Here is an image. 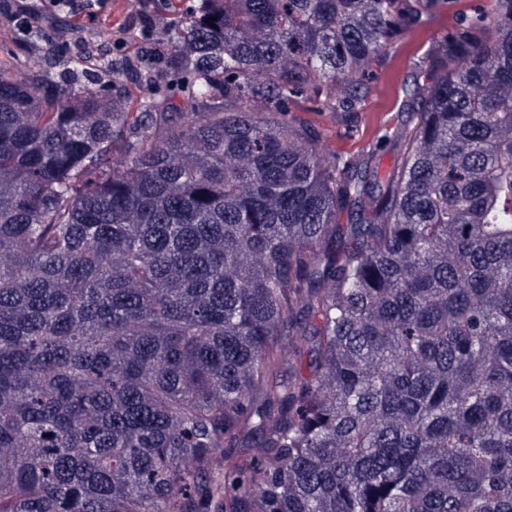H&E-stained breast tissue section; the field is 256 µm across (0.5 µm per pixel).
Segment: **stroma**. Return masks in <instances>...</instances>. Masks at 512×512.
Masks as SVG:
<instances>
[{
	"instance_id": "stroma-1",
	"label": "stroma",
	"mask_w": 512,
	"mask_h": 512,
	"mask_svg": "<svg viewBox=\"0 0 512 512\" xmlns=\"http://www.w3.org/2000/svg\"><path fill=\"white\" fill-rule=\"evenodd\" d=\"M21 6L39 13V35L23 28L16 15ZM481 6L482 0H437L417 24L396 35L388 49L369 64L352 112H319L312 101L298 100L290 104L292 116L321 134L327 153L343 159H369L379 174H386L394 165L386 140L409 125V105L424 82L420 61L437 40L454 32L458 14L477 13ZM64 41L85 60L112 66L116 74L113 93L123 111H144L152 98L181 103L176 80L169 78L152 87L141 77L142 60L169 74L174 66L168 60L166 43H147L131 0H102L100 11L92 17L81 10L57 8L53 0H0V62L18 57L26 67L55 72L59 69L56 48Z\"/></svg>"
}]
</instances>
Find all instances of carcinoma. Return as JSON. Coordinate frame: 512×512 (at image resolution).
Masks as SVG:
<instances>
[{"mask_svg":"<svg viewBox=\"0 0 512 512\" xmlns=\"http://www.w3.org/2000/svg\"><path fill=\"white\" fill-rule=\"evenodd\" d=\"M435 2L201 0L190 112L0 68V512H512V0L384 178L288 119Z\"/></svg>","mask_w":512,"mask_h":512,"instance_id":"obj_1","label":"carcinoma"}]
</instances>
